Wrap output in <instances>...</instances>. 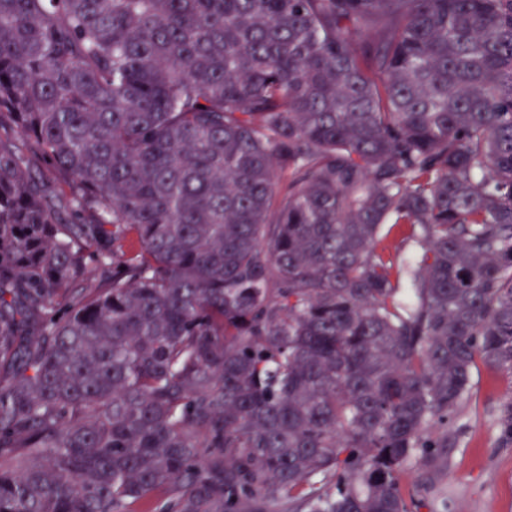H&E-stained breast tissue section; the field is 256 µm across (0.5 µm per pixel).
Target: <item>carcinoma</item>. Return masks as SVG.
<instances>
[{"mask_svg":"<svg viewBox=\"0 0 512 512\" xmlns=\"http://www.w3.org/2000/svg\"><path fill=\"white\" fill-rule=\"evenodd\" d=\"M0 130V512H411L512 371V0H0Z\"/></svg>","mask_w":512,"mask_h":512,"instance_id":"obj_1","label":"carcinoma"}]
</instances>
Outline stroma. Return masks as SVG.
Masks as SVG:
<instances>
[{
  "mask_svg": "<svg viewBox=\"0 0 512 512\" xmlns=\"http://www.w3.org/2000/svg\"><path fill=\"white\" fill-rule=\"evenodd\" d=\"M511 400V372L483 364L474 370L447 467L412 469L403 476L405 495L417 512H512V444L500 441L495 425L499 409Z\"/></svg>",
  "mask_w": 512,
  "mask_h": 512,
  "instance_id": "1",
  "label": "stroma"
}]
</instances>
